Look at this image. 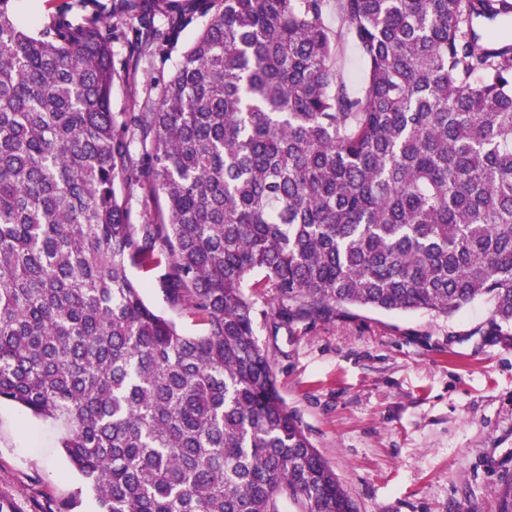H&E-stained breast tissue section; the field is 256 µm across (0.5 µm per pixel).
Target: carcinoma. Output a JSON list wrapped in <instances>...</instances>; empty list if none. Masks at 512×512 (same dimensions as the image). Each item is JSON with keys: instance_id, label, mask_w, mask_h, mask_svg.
Instances as JSON below:
<instances>
[{"instance_id": "obj_1", "label": "carcinoma", "mask_w": 512, "mask_h": 512, "mask_svg": "<svg viewBox=\"0 0 512 512\" xmlns=\"http://www.w3.org/2000/svg\"><path fill=\"white\" fill-rule=\"evenodd\" d=\"M13 2L0 403L60 425L82 477L64 512L85 494L97 512H355L276 393L245 289H271L284 322L336 306L448 318L483 297L512 330L508 0H78L81 21L64 2L29 28ZM190 25L159 91L112 111L138 58ZM141 186L156 207L136 220ZM133 268L205 329L151 308Z\"/></svg>"}]
</instances>
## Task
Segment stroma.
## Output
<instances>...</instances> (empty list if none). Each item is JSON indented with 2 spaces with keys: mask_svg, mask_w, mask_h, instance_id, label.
Segmentation results:
<instances>
[{
  "mask_svg": "<svg viewBox=\"0 0 512 512\" xmlns=\"http://www.w3.org/2000/svg\"><path fill=\"white\" fill-rule=\"evenodd\" d=\"M195 34L141 63L162 82ZM148 304L196 334L154 272L133 269ZM255 330L278 397L336 472L356 512H501L512 484V336L492 334L487 300L450 318L336 310L278 325L264 296ZM56 427L0 404V497L13 512H57L79 485Z\"/></svg>",
  "mask_w": 512,
  "mask_h": 512,
  "instance_id": "35a3bbf8",
  "label": "stroma"
}]
</instances>
